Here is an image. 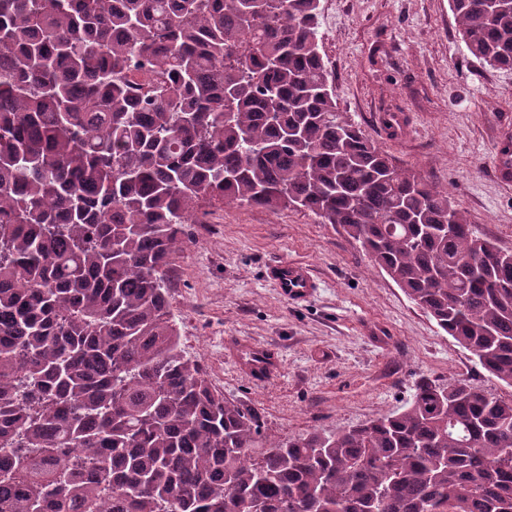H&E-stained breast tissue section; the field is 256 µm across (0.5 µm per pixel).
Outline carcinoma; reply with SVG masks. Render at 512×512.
<instances>
[{
	"label": "carcinoma",
	"mask_w": 512,
	"mask_h": 512,
	"mask_svg": "<svg viewBox=\"0 0 512 512\" xmlns=\"http://www.w3.org/2000/svg\"><path fill=\"white\" fill-rule=\"evenodd\" d=\"M448 3L470 55L512 68V7ZM320 8L0 0V512H512V399L423 380L281 439L184 354V225L293 207L512 386V263L340 110Z\"/></svg>",
	"instance_id": "carcinoma-1"
}]
</instances>
